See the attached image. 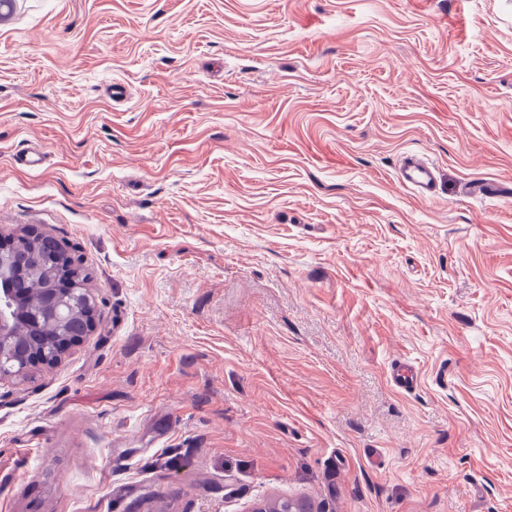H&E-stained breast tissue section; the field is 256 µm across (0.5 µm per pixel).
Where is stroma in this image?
Here are the masks:
<instances>
[{"label": "stroma", "mask_w": 512, "mask_h": 512, "mask_svg": "<svg viewBox=\"0 0 512 512\" xmlns=\"http://www.w3.org/2000/svg\"><path fill=\"white\" fill-rule=\"evenodd\" d=\"M26 226L97 328L0 382V512H512V0H19ZM437 169L423 155L403 153L397 163L396 177L400 184L412 190L417 196L431 199L437 188Z\"/></svg>", "instance_id": "stroma-1"}]
</instances>
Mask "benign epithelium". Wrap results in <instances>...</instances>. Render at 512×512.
<instances>
[{
    "label": "benign epithelium",
    "instance_id": "7a95c632",
    "mask_svg": "<svg viewBox=\"0 0 512 512\" xmlns=\"http://www.w3.org/2000/svg\"><path fill=\"white\" fill-rule=\"evenodd\" d=\"M36 237L33 231L0 240V276L7 277L13 272L12 257L14 251L31 242ZM53 269L55 279L67 283L72 277V271L76 270L75 259L64 249H58L54 257ZM77 311H84L90 318V330L96 329V299L95 295L88 288L76 290L74 288H48L46 289L40 305L35 308H10L5 312L0 310V359L13 354H18L24 359L23 366L17 371L0 370V380L19 377L38 366H50L57 363L62 355L77 340L60 332L53 339V351L56 355L48 359L45 349L41 346L39 329L44 323H64V314H73ZM20 323L28 324L31 332L29 343L20 347L16 343L17 326Z\"/></svg>",
    "mask_w": 512,
    "mask_h": 512
}]
</instances>
